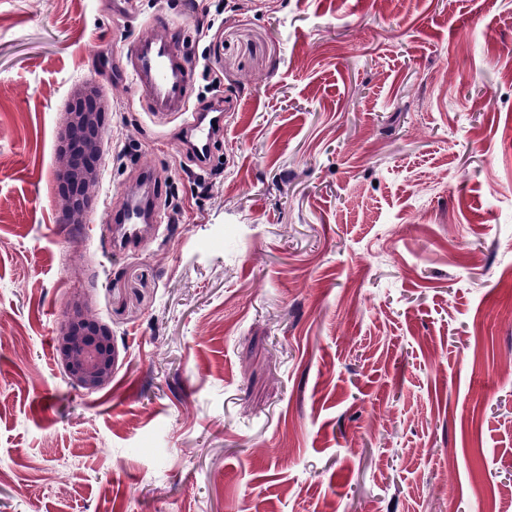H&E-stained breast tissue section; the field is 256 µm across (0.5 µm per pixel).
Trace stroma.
Returning <instances> with one entry per match:
<instances>
[{
	"label": "stroma",
	"mask_w": 512,
	"mask_h": 512,
	"mask_svg": "<svg viewBox=\"0 0 512 512\" xmlns=\"http://www.w3.org/2000/svg\"><path fill=\"white\" fill-rule=\"evenodd\" d=\"M224 7L223 23L209 9ZM0 0V512H512V0ZM172 38L189 113L117 66ZM110 101L86 224L61 114ZM152 228L112 250L142 167ZM118 349L87 393L58 330ZM220 111L209 119L208 114L192 113L193 119L187 123L188 142L192 151L201 157L198 159L201 167L205 165L216 132L223 127L224 113ZM214 125H217V128H214ZM58 351L62 366L77 386L94 392L112 383L117 359L112 330L79 302L71 306L61 325Z\"/></svg>",
	"instance_id": "obj_1"
}]
</instances>
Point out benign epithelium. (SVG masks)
Listing matches in <instances>:
<instances>
[{
  "label": "benign epithelium",
  "instance_id": "1",
  "mask_svg": "<svg viewBox=\"0 0 512 512\" xmlns=\"http://www.w3.org/2000/svg\"><path fill=\"white\" fill-rule=\"evenodd\" d=\"M77 102L92 101L94 107L75 106L65 112L64 139L59 148V180L69 190L60 194L67 224H84L99 182L95 160L102 152L108 103L93 80L77 85L71 94ZM59 358L77 386L94 392L108 387L115 375L117 349L112 330L95 320L81 303L71 306L59 334Z\"/></svg>",
  "mask_w": 512,
  "mask_h": 512
}]
</instances>
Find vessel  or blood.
<instances>
[{
    "label": "vessel or blood",
    "mask_w": 512,
    "mask_h": 512,
    "mask_svg": "<svg viewBox=\"0 0 512 512\" xmlns=\"http://www.w3.org/2000/svg\"><path fill=\"white\" fill-rule=\"evenodd\" d=\"M123 69L134 87L141 92L149 112L155 115L188 111V89L192 65L185 51L163 38L142 37L134 41L125 55ZM223 114H194L187 124L188 142L194 153L207 157L217 126L223 125ZM156 185L153 170H146L145 189L129 194L130 210L105 215V222L114 225L121 240L131 244L139 237V224L149 222L154 214L151 191Z\"/></svg>",
    "instance_id": "obj_1"
}]
</instances>
